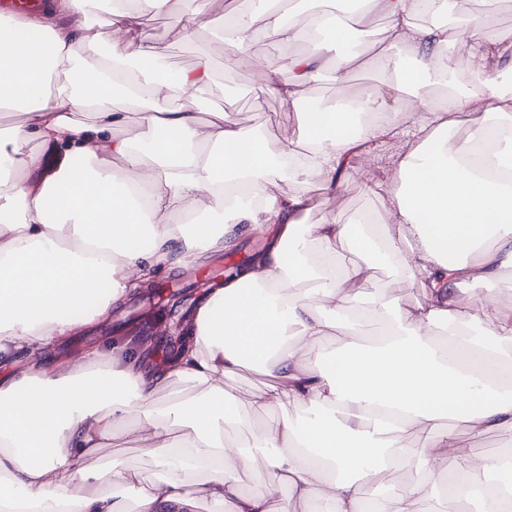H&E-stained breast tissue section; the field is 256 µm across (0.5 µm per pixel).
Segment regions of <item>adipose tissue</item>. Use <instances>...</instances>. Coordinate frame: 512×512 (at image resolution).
I'll use <instances>...</instances> for the list:
<instances>
[{
    "label": "adipose tissue",
    "mask_w": 512,
    "mask_h": 512,
    "mask_svg": "<svg viewBox=\"0 0 512 512\" xmlns=\"http://www.w3.org/2000/svg\"><path fill=\"white\" fill-rule=\"evenodd\" d=\"M97 0H51L43 17L0 19V112L22 122L0 126V350L38 353L74 329L67 312L95 300L93 318L109 315L179 248L191 264L201 251L230 245L243 225H276L269 250L206 296L190 338L169 370L148 372L133 353H101L67 372L39 368L0 383V512H125L103 493L120 484L137 512H417L435 494L431 474L454 465L448 491L482 501L485 512H512V485L484 475L512 469V457H458L452 429L512 430V314L497 296L465 304L461 284L495 279L512 268V88L491 60L503 47L485 42L479 24L438 19L455 0H354L352 12L289 8L262 0L260 15L241 12L227 25V58L248 53L256 38L291 45L311 39L301 58L256 56L258 91L297 115V135L270 141L227 114L200 117L192 100L209 82L208 61L181 71L156 61L146 15L175 18L205 11L208 0H113L105 21ZM387 19L377 53L399 47L394 78L359 95L346 91L349 71L376 55L347 44L355 23ZM67 16V25L55 22ZM430 17L427 25L418 24ZM108 26L110 37L100 28ZM469 43L458 69L474 91L451 86L442 58L450 41ZM336 71V103L310 104L307 86L324 56ZM444 85L443 104L430 97ZM462 141L452 135L458 128ZM394 144L393 175L376 180L370 145ZM55 158L44 164L43 147ZM154 159L142 165L143 155ZM360 173L386 213L382 225L304 218L311 196L269 189L274 166L323 193L346 162ZM135 172L116 177L113 159ZM182 223H171L172 215ZM353 262L338 266L337 246ZM402 282L421 277L423 298L395 307L385 330L364 325L379 302L359 304L356 287L379 263ZM481 325L480 340L469 338ZM338 346L317 365L305 351L327 337ZM247 367L269 377L251 392L270 411L294 402L252 439L228 444L240 428L236 395L224 379ZM189 382L198 397L157 408V394ZM146 448L162 477L91 465L101 448ZM269 480L241 486L255 453ZM424 471L404 491L369 496L385 462ZM287 484L286 498L274 497Z\"/></svg>",
    "instance_id": "adipose-tissue-1"
}]
</instances>
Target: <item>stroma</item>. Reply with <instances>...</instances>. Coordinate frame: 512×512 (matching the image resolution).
Listing matches in <instances>:
<instances>
[{
	"mask_svg": "<svg viewBox=\"0 0 512 512\" xmlns=\"http://www.w3.org/2000/svg\"><path fill=\"white\" fill-rule=\"evenodd\" d=\"M253 0H211L204 14L187 19H175L164 15H149L144 26L153 37L160 63L175 69H190L199 59H208L214 77L211 84L197 100L199 112H228L240 125H265L279 139L285 140L297 133L294 113L288 112L283 103L274 96L255 97L253 91L262 76L251 58H239L235 64H227L224 20L227 14L253 9ZM335 213L344 224L353 223L359 216L369 215L376 221L385 218L380 198L370 194L351 168L342 169L336 191L326 204L310 211L305 221L318 223L327 213ZM276 233L272 224L262 229L249 230L239 235L233 243L221 250L201 255L195 266L186 270L161 271L153 282L155 285L178 283L186 287V304L180 312L183 322H190L192 313L205 297L204 289L198 288L197 280L208 278L212 271L235 263L252 252L254 243L269 245ZM363 298L386 297L391 303L408 307L422 297L418 284H401L386 265H378L372 280L361 285ZM168 308L150 310L147 315L151 331L147 334H128L119 325L127 315V309L113 312L109 317L76 328L71 336L33 357L28 350L13 348L0 352V381L21 376L31 363L51 370L63 369L74 359L87 356L94 350L127 348L135 351L160 368H169L174 354L165 334ZM458 437V452L463 456L494 455L512 456V431L476 433L463 424H454ZM98 460L111 464L114 471L133 472L149 482L156 479L160 471L144 449L103 448Z\"/></svg>",
	"mask_w": 512,
	"mask_h": 512,
	"instance_id": "1",
	"label": "stroma"
}]
</instances>
